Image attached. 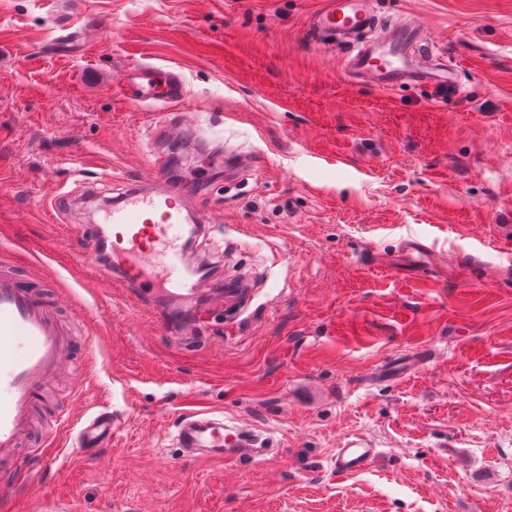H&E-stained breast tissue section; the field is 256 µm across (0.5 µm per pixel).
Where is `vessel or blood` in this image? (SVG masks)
Listing matches in <instances>:
<instances>
[{
	"instance_id": "b4317fda",
	"label": "vessel or blood",
	"mask_w": 512,
	"mask_h": 512,
	"mask_svg": "<svg viewBox=\"0 0 512 512\" xmlns=\"http://www.w3.org/2000/svg\"><path fill=\"white\" fill-rule=\"evenodd\" d=\"M312 40L345 52L348 76L382 90L402 87L432 89L455 86L456 71L436 55L415 20L383 22L376 0H324L308 21ZM128 98L169 107L165 133L182 129L177 106L187 97L182 74L171 67L138 62L120 75ZM210 227L207 211L190 207L177 192L159 186L148 190L140 181L128 182L104 214L101 223L81 224L76 238L90 242L77 260L101 278L127 288L141 311L160 317L172 334L208 323L215 308L234 306L241 297L238 283L226 280L224 292L205 294L206 283L185 257L191 240ZM36 270L0 265V500H12L32 480L18 455L19 448L50 437H37L32 422L52 410L60 427L71 420V403L51 396L48 384L60 373L76 372L70 352L73 338L60 322L58 308L42 289ZM419 350L381 368L382 376H401L427 359ZM119 425L111 411L101 410L80 420L74 436L84 451L110 446ZM175 440L189 462L216 459L231 463L256 461L272 455L267 436L214 412L185 411ZM379 452L371 441L355 437L337 449L332 469L339 475L367 470Z\"/></svg>"
}]
</instances>
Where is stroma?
<instances>
[{"label":"stroma","instance_id":"1","mask_svg":"<svg viewBox=\"0 0 512 512\" xmlns=\"http://www.w3.org/2000/svg\"><path fill=\"white\" fill-rule=\"evenodd\" d=\"M321 2L0 0V246L66 283L84 331L82 379L60 384L74 417L121 416L91 456L61 433L4 512H512V0H378L444 52L458 85L442 90L351 80L308 35ZM64 20L80 39L49 54ZM136 60L183 74L203 151L257 161L229 181L202 151L165 174L200 192L217 223L203 262L243 290L240 314L189 335L71 256L87 221L73 154L112 197L163 148L147 136L160 111L116 87ZM408 237L431 258L407 266ZM419 349L415 373L369 384ZM201 407L277 454L183 462L171 434ZM355 436L380 457L336 476Z\"/></svg>","mask_w":512,"mask_h":512}]
</instances>
